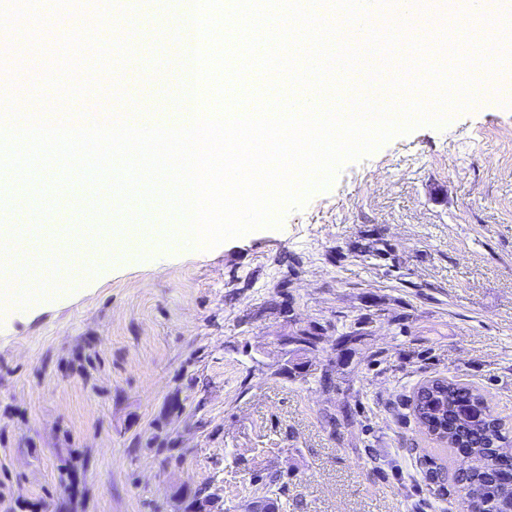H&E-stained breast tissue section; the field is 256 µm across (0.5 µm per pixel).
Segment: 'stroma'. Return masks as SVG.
Instances as JSON below:
<instances>
[{
	"label": "stroma",
	"mask_w": 512,
	"mask_h": 512,
	"mask_svg": "<svg viewBox=\"0 0 512 512\" xmlns=\"http://www.w3.org/2000/svg\"><path fill=\"white\" fill-rule=\"evenodd\" d=\"M104 0H0L29 60L21 108ZM97 38L138 23L136 53L70 114L183 111L182 0H122ZM0 171L1 224H123L107 187L78 181L21 213ZM112 245L46 238L41 291L0 305V512H251L283 475L286 512H447L460 492L410 413L426 380L487 394L512 422V100L455 112L346 163L326 188L211 249H158L61 284L48 274ZM322 336L306 379L281 340ZM362 334L338 352V336Z\"/></svg>",
	"instance_id": "1"
}]
</instances>
